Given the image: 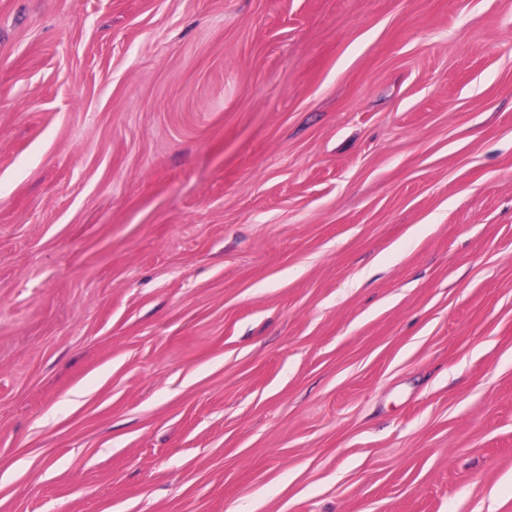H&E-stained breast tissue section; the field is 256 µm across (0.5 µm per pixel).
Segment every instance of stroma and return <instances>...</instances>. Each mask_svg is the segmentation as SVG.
<instances>
[{"mask_svg":"<svg viewBox=\"0 0 512 512\" xmlns=\"http://www.w3.org/2000/svg\"><path fill=\"white\" fill-rule=\"evenodd\" d=\"M0 512H512V0H0Z\"/></svg>","mask_w":512,"mask_h":512,"instance_id":"obj_1","label":"stroma"}]
</instances>
